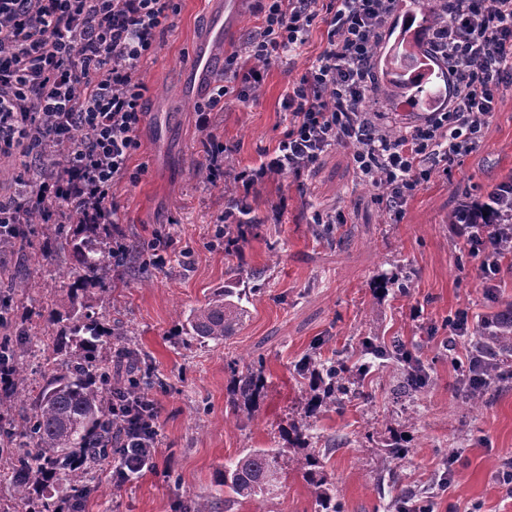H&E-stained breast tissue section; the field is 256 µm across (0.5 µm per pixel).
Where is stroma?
<instances>
[{"label": "stroma", "mask_w": 512, "mask_h": 512, "mask_svg": "<svg viewBox=\"0 0 512 512\" xmlns=\"http://www.w3.org/2000/svg\"><path fill=\"white\" fill-rule=\"evenodd\" d=\"M223 8L222 0H182L175 30L164 35L144 75L146 115L129 163L139 178L115 187L114 197L121 230L145 244L167 242V262L139 277L122 276L105 303L93 288L85 299L103 322L129 328L154 369L157 452L140 475L117 481L102 472L101 489L84 512H181L188 499L223 498L225 461L251 448L272 449L286 463L300 455L288 439L294 426L314 436L320 475L343 512H395L392 501L402 489L431 493L436 512H512V492L497 476L502 460L512 457V357L499 392L469 411L458 396V366L470 339L450 325L461 310L475 326L512 305V256L501 264L496 292L487 294L478 257L448 222L459 195L481 198L512 173V92L479 147L450 177L435 176L422 187L400 223H386L377 188L360 182L347 150L336 147L304 183L275 176L258 187L250 199L256 221L228 253L215 238L224 190L194 174L206 163L205 139L211 134L229 146L234 170L258 165L288 126L281 101L316 59L323 31L314 29L291 61L273 64L257 97L213 113L205 131L183 86L197 36ZM400 70L430 83L434 94L392 103L398 130L422 122L448 93V71L438 62ZM283 197L287 213L281 223H268L270 206ZM334 209L345 221L334 225L330 243L312 233L311 220L314 211ZM409 270L415 277L405 290ZM26 280L33 290L21 310L39 325L47 303L61 299L67 285L48 279L34 262ZM224 286L252 289L245 323L221 344L181 341L177 311L201 306ZM371 340L400 346L409 362L373 357L366 349ZM313 351L371 369L357 382L358 396L311 416L304 412L310 376L299 366ZM251 360L263 362L265 386L249 414L234 406L230 364ZM410 362L429 381L408 400L400 383ZM398 443L408 455L382 469ZM447 471L450 485L438 487ZM269 506L318 512L314 487L289 469Z\"/></svg>", "instance_id": "1"}]
</instances>
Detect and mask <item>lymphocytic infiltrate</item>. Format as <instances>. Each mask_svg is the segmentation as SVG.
I'll return each mask as SVG.
<instances>
[{
  "mask_svg": "<svg viewBox=\"0 0 512 512\" xmlns=\"http://www.w3.org/2000/svg\"><path fill=\"white\" fill-rule=\"evenodd\" d=\"M399 0H257L261 23L243 53L224 58V81L197 110L202 129L225 102L249 101L267 69L299 53L312 30L326 39L313 64L289 84L282 138L258 166L239 171L224 224L251 223V193L275 175L302 179L335 147L348 150L360 180L380 188L387 223L437 174H449L478 147L485 125L512 90V0H448V24L428 50L448 64L451 93L424 122L391 134L385 113L360 106L375 40ZM180 0H0V158L21 157L17 190L0 196V233L45 211L60 224H116L113 187L135 182L129 161L140 147L144 67L176 27ZM53 141L68 160L47 167L37 154ZM458 235L481 258L494 291V228L512 231V175L484 199L464 195L453 209ZM143 431L127 436L117 479L140 474L156 451L158 410L143 398Z\"/></svg>",
  "mask_w": 512,
  "mask_h": 512,
  "instance_id": "1",
  "label": "lymphocytic infiltrate"
}]
</instances>
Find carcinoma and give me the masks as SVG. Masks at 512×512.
Masks as SVG:
<instances>
[{"instance_id":"cac0c4a2","label":"carcinoma","mask_w":512,"mask_h":512,"mask_svg":"<svg viewBox=\"0 0 512 512\" xmlns=\"http://www.w3.org/2000/svg\"><path fill=\"white\" fill-rule=\"evenodd\" d=\"M420 27L431 30L448 22L442 0H429L419 6ZM388 35L382 34L373 48L372 83L361 107L379 94L393 98L406 96L420 99L433 95L423 83H406L389 79L396 54H384ZM102 224H52L42 211L28 215L25 228L0 235V251L16 254L22 263L40 256L49 260L58 252L69 250L72 268L60 277L76 276L65 298L48 309L43 325L44 346L49 354L42 363V383L30 396V413L15 422L9 416L10 397L23 384L21 367L13 347L4 343L5 368L10 374V395L0 398V417L10 448L11 478L18 498L30 507L28 512H50L51 504L42 500L35 504L31 492L42 486L63 484L67 498L78 508L86 496L95 491L90 485L93 471L104 456H122L126 449L112 445L113 400L146 395L147 363L142 351L128 338L120 323L104 325L84 300L86 286L112 291V237H104ZM246 293L220 288L208 301L184 314L180 333L205 344H219L231 337L243 323L248 311L242 305ZM497 328H476L477 342L472 351L483 356L481 385L462 388L465 402L475 406L486 400L493 384L501 381L502 357L512 353V309L498 315ZM343 361L321 363L314 373L320 375L319 392L307 402L314 414L339 403L349 386ZM264 385L262 368H248L234 380L235 405L248 412L256 405ZM296 469L315 487L318 461L305 456L295 461ZM282 467L278 456L268 449L254 448L224 463L220 485L224 486V507L241 498L257 503L255 512H267L263 504L278 488Z\"/></svg>"}]
</instances>
